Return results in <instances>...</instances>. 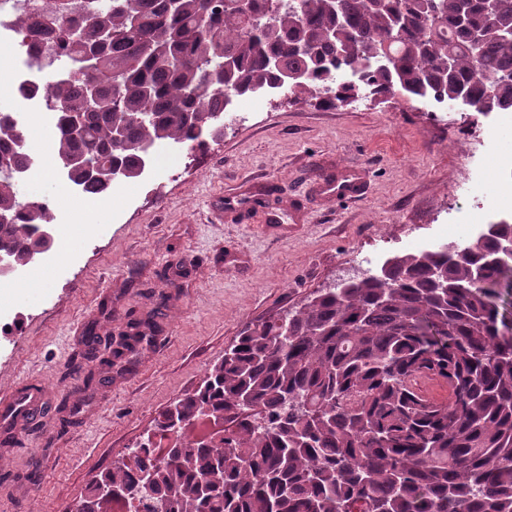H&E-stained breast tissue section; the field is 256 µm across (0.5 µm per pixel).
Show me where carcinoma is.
I'll return each mask as SVG.
<instances>
[{
	"label": "carcinoma",
	"mask_w": 512,
	"mask_h": 512,
	"mask_svg": "<svg viewBox=\"0 0 512 512\" xmlns=\"http://www.w3.org/2000/svg\"><path fill=\"white\" fill-rule=\"evenodd\" d=\"M51 0L20 32H59L50 94L60 158L93 156L141 176L154 145L193 151L224 100L280 89L322 103L402 95L512 110V0ZM274 11L270 25L263 15ZM483 41L472 45L470 30ZM395 38L391 56L384 42ZM453 65H448V55ZM350 73L354 83L337 81ZM297 75L295 82L286 81ZM96 88V101L88 99ZM17 114L0 117V159L29 167ZM70 180L109 187L79 167ZM0 254L17 270L51 223L0 179ZM389 259L350 288H323L255 325L202 384L100 472L86 512H512V258L500 236ZM432 375L439 400L417 385ZM203 416L224 435L188 434Z\"/></svg>",
	"instance_id": "1"
}]
</instances>
